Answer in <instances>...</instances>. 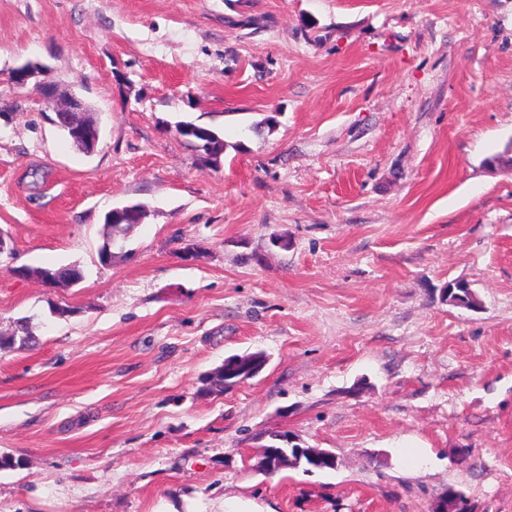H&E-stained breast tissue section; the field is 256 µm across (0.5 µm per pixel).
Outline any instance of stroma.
Returning a JSON list of instances; mask_svg holds the SVG:
<instances>
[{"mask_svg":"<svg viewBox=\"0 0 512 512\" xmlns=\"http://www.w3.org/2000/svg\"><path fill=\"white\" fill-rule=\"evenodd\" d=\"M0 111V332L33 336L0 351V512H512V0H0ZM273 432L337 468L259 470ZM84 108L82 99L71 94L64 105L54 108V120L61 122L73 132L74 140L82 142L86 153H92L99 138L97 123L93 121L80 122L73 118V111L86 112ZM176 128L177 132L192 144V147L203 152L205 158L214 163H217L229 148V144L207 126L194 122H179ZM139 209L134 205H126L121 208H115L110 211L107 224H104L106 232L103 234V243L99 250V256L102 262L103 259L107 262H111L112 260L108 258H103V255L106 257L111 256L112 258V246L114 243L115 237L120 234L125 233L127 230V225L130 224H112V221L117 218H126L130 220L132 224H140L142 221V216L140 215Z\"/></svg>","mask_w":512,"mask_h":512,"instance_id":"obj_1","label":"stroma"}]
</instances>
